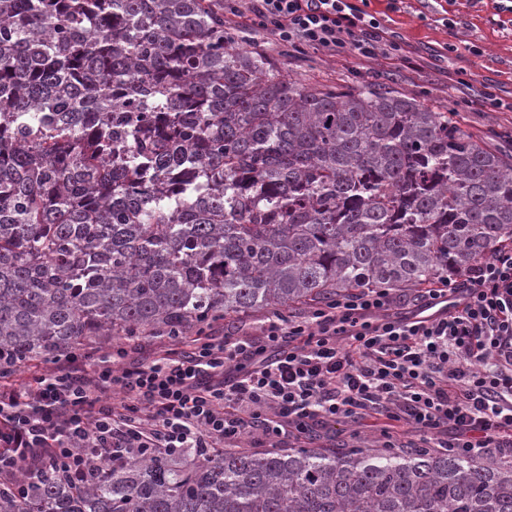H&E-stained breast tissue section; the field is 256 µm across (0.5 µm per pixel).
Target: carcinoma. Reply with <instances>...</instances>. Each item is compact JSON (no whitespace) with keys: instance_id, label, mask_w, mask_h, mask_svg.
Segmentation results:
<instances>
[{"instance_id":"1","label":"carcinoma","mask_w":512,"mask_h":512,"mask_svg":"<svg viewBox=\"0 0 512 512\" xmlns=\"http://www.w3.org/2000/svg\"><path fill=\"white\" fill-rule=\"evenodd\" d=\"M512 245V161L306 85L224 0H0V364L424 288ZM0 512H512V455L291 448L20 472Z\"/></svg>"}]
</instances>
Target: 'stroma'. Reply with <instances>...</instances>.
I'll return each instance as SVG.
<instances>
[{
	"label": "stroma",
	"mask_w": 512,
	"mask_h": 512,
	"mask_svg": "<svg viewBox=\"0 0 512 512\" xmlns=\"http://www.w3.org/2000/svg\"><path fill=\"white\" fill-rule=\"evenodd\" d=\"M386 40L401 58L363 60L298 52L264 37L271 58H287L308 84L386 83L442 111L463 128L512 156V0H370ZM380 436L361 424L340 422L314 439L317 448H376Z\"/></svg>",
	"instance_id": "35a3bbf8"
}]
</instances>
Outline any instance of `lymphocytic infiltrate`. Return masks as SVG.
I'll list each match as a JSON object with an SVG mask.
<instances>
[{
	"mask_svg": "<svg viewBox=\"0 0 512 512\" xmlns=\"http://www.w3.org/2000/svg\"><path fill=\"white\" fill-rule=\"evenodd\" d=\"M224 0L257 31L331 55L379 49V22L351 0ZM446 317L408 321V304L454 295ZM147 363L125 348L56 360L31 381L0 369V482L19 469L81 480L96 464L222 450L245 437L381 422L383 448L405 429L449 431L439 450L490 456L512 447V247L411 294L363 288L303 320L266 318L258 334L199 331Z\"/></svg>",
	"mask_w": 512,
	"mask_h": 512,
	"instance_id": "f902f5d3",
	"label": "lymphocytic infiltrate"
}]
</instances>
